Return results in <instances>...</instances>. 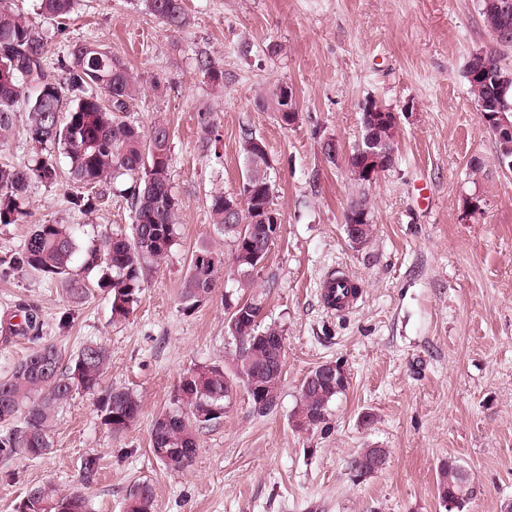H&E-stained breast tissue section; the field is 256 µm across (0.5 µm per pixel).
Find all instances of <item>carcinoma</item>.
<instances>
[{
    "instance_id": "1",
    "label": "carcinoma",
    "mask_w": 512,
    "mask_h": 512,
    "mask_svg": "<svg viewBox=\"0 0 512 512\" xmlns=\"http://www.w3.org/2000/svg\"><path fill=\"white\" fill-rule=\"evenodd\" d=\"M144 9L169 31L190 24L184 0H141ZM479 0L480 13L493 44L473 53L464 78L470 100L485 102L487 111L512 110V66L504 62L502 48L512 45L511 8L501 13ZM78 0H38L37 17L62 20L75 13ZM49 35L36 17L16 7V0H0V145L7 142L17 122L18 107L25 106L27 140L34 154L24 166L0 165V224H16L28 215V190L33 183H52L57 172L43 152L60 148L69 161L71 182L109 187L121 178L130 179L124 189L131 213V234L103 231L83 246L71 224H35L21 249L0 259V265L25 269L61 285L70 301L87 296L85 276L97 274V286L111 303L112 321L125 320L138 304L145 273L170 251L180 224L182 202L171 180V137L168 125L158 119L149 129L127 112L144 90L143 78L135 75L112 51L91 42L75 43L46 63ZM490 64L500 71L504 85L478 80L473 73ZM204 77L216 89L224 87V71L208 58L198 61ZM280 84L264 87L255 98L263 112L281 111ZM203 147L219 140L217 116L198 113ZM398 129L380 127L377 140L394 151ZM244 176L241 217L229 222L224 214L226 193L214 191L208 199L212 229L231 247L230 257L237 290L224 292V332L232 348L229 365L201 364L179 377L170 407L155 417L150 432V452L168 465L159 449L199 448L203 431L224 420L234 396L246 393L253 412H271L278 397L283 371L271 367L273 352L280 347L281 329L263 324L264 297L255 291L250 250L269 253L280 229L278 224H253L251 232L241 224L252 210L274 205L277 192L272 159L264 140L245 132L240 145ZM370 182L354 183L355 194L347 210L363 212L368 224L364 235L373 234ZM81 258V272L74 271ZM224 249L212 240L193 250L179 292L183 311L190 313L210 300L218 288V274L225 268ZM43 322L32 303H20L0 320V338H23L33 344L30 353L0 378V424H10L0 434V455L22 454L37 459L51 448V434L60 410L75 392L98 395L102 424L113 434L128 430L141 410L139 395L128 387L104 385L110 351L99 343L84 345L65 359L58 347L40 336ZM348 388L303 379L294 416L305 429H328L331 403ZM101 469L100 457L85 456L81 462V486L66 495L50 483L31 487L18 512H90L84 487L93 483ZM466 471L448 458L437 468L436 489L440 500L451 499L465 512L472 502ZM156 499L147 481L132 486L124 512H155Z\"/></svg>"
}]
</instances>
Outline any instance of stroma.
Returning a JSON list of instances; mask_svg holds the SVG:
<instances>
[{
    "mask_svg": "<svg viewBox=\"0 0 512 512\" xmlns=\"http://www.w3.org/2000/svg\"><path fill=\"white\" fill-rule=\"evenodd\" d=\"M190 25L166 30L136 0H81L52 42H94L144 78L162 81L133 101L143 125L165 120L171 179L183 203L178 237L146 275L133 314L112 323L96 276L81 304L59 284L22 269L0 273V316L36 303L47 341L70 356L106 344V385L137 391L142 410L111 434L96 396L77 393L61 412L44 456H0V512L34 485L60 492L79 483L86 455L101 458L88 495L92 512H122L134 483L150 482L157 512H446L436 467L452 457L482 494L468 512H501L512 502V172L467 94L464 67L492 42L477 0H185ZM283 51L269 56V42ZM208 55L224 70L213 90L196 65ZM285 82L300 120L282 128L256 108L258 89ZM373 98L399 114L395 163L370 187L375 230L358 247L344 231L353 185L344 162L361 137V105ZM218 115L220 139L198 141V114ZM262 137L273 160L280 233L257 276L265 321L280 327L286 356L277 406L254 414L238 393L222 424L201 436L190 470L173 473L149 450L154 418L170 405L179 376L220 362L225 281L205 305L184 312L178 294L190 256L209 234L211 191L236 192L239 140ZM340 158L329 163L323 138ZM481 158L472 176V158ZM54 184H34L30 215L0 224V257L23 244L32 225L73 224L82 244L101 231H129L124 197L106 193L97 209L74 211L68 160L53 150ZM482 211L466 210L470 196ZM347 269L362 288L348 312L327 310L323 280ZM342 363L349 387L330 406L327 431L293 423L299 388L312 369ZM365 448L388 452L385 467L352 482L347 463Z\"/></svg>",
    "mask_w": 512,
    "mask_h": 512,
    "instance_id": "obj_1",
    "label": "stroma"
}]
</instances>
